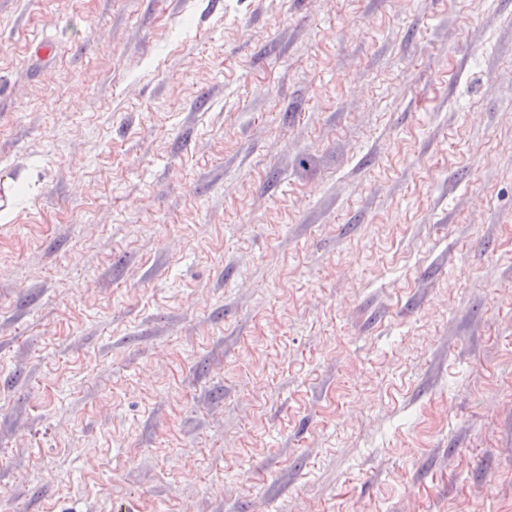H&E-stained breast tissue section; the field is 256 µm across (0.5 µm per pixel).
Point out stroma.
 <instances>
[{"label": "stroma", "mask_w": 512, "mask_h": 512, "mask_svg": "<svg viewBox=\"0 0 512 512\" xmlns=\"http://www.w3.org/2000/svg\"><path fill=\"white\" fill-rule=\"evenodd\" d=\"M0 512H512V0H0Z\"/></svg>", "instance_id": "35a3bbf8"}]
</instances>
